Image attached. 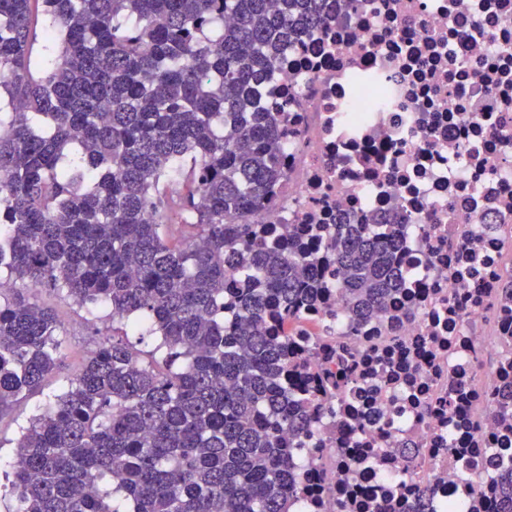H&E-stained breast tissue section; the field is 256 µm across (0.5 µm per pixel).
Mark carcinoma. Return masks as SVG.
<instances>
[{"label":"carcinoma","instance_id":"1","mask_svg":"<svg viewBox=\"0 0 512 512\" xmlns=\"http://www.w3.org/2000/svg\"><path fill=\"white\" fill-rule=\"evenodd\" d=\"M324 2L0 0V274L160 340L102 342L31 419L5 512H287L305 402L285 384L311 362L266 318L295 317L321 271L302 240L251 223L283 178L278 112L257 100ZM327 249L357 317L402 285L381 240ZM62 336L50 309L0 291V412L40 390Z\"/></svg>","mask_w":512,"mask_h":512}]
</instances>
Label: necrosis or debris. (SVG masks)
<instances>
[{"instance_id":"necrosis-or-debris-1","label":"necrosis or debris","mask_w":512,"mask_h":512,"mask_svg":"<svg viewBox=\"0 0 512 512\" xmlns=\"http://www.w3.org/2000/svg\"><path fill=\"white\" fill-rule=\"evenodd\" d=\"M283 179L253 221L326 242L390 224L407 281L271 323L335 387L289 436L288 512H500L512 477V0H354L263 88Z\"/></svg>"}]
</instances>
